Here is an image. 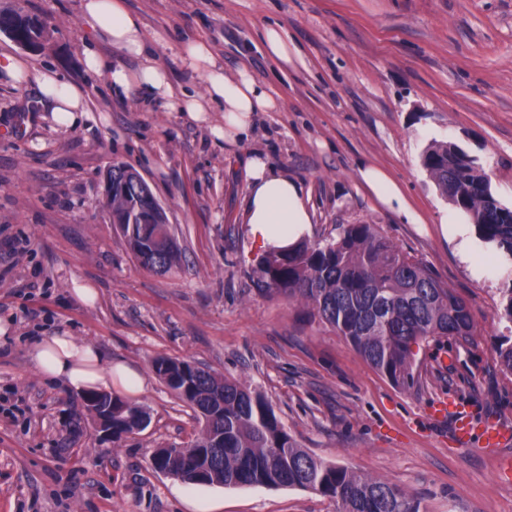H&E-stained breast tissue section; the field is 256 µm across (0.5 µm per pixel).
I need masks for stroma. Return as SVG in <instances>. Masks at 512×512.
I'll return each instance as SVG.
<instances>
[{
  "instance_id": "1",
  "label": "stroma",
  "mask_w": 512,
  "mask_h": 512,
  "mask_svg": "<svg viewBox=\"0 0 512 512\" xmlns=\"http://www.w3.org/2000/svg\"><path fill=\"white\" fill-rule=\"evenodd\" d=\"M155 59L177 85L204 89L183 66L206 41L224 67L275 90L248 141L217 146L208 126L149 95L110 93L80 61L91 36L82 0H0L38 18L49 39L23 53L0 34V53L26 55L81 84L103 113L66 132L39 118L38 92L0 81V512H337L299 488L194 486L156 472L154 449L188 443L193 412L161 382L153 359H189L260 389L297 444L325 462L383 477L416 494L426 512H512V443L457 444L437 403L454 396L476 419L512 427V373L496 353L512 336L503 316L512 285L503 265L476 273L441 221L454 208L421 156L451 142L479 158L512 206V0H127ZM283 28L301 56L281 67L264 50ZM262 152L301 181L314 209L311 239L373 224L470 306L468 339L414 350L417 386L371 368L330 326L284 297L257 291L262 249L243 222L245 164ZM135 168L163 205L182 247L178 269L143 268L102 200L108 167ZM386 169L419 223L381 208L359 165ZM95 288L87 305L74 284ZM64 329L145 378L132 403L150 423L120 445L97 441L77 393L47 381L31 350Z\"/></svg>"
}]
</instances>
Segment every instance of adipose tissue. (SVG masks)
Wrapping results in <instances>:
<instances>
[{"label":"adipose tissue","instance_id":"adipose-tissue-1","mask_svg":"<svg viewBox=\"0 0 512 512\" xmlns=\"http://www.w3.org/2000/svg\"><path fill=\"white\" fill-rule=\"evenodd\" d=\"M82 13L92 30L104 33L115 48L139 61L134 69L113 64L89 41L83 49L87 72L104 76L114 92L142 89L164 106L209 125L216 144H234L249 138L257 113L275 112L281 107L272 89L248 70L226 76L223 66L202 41L183 49L182 62L203 76V92L176 91L170 72L153 58V48L144 37L139 16L126 7L125 0H82ZM0 70L12 82H35L40 92L39 105L54 124L69 128L93 120L85 91L74 81L14 55L0 60ZM215 112L220 113V122H212ZM358 176L378 204L414 220L401 188L387 172L366 165L359 167ZM246 179L243 222L262 248H285L310 236L313 215L300 181L275 170L260 153L248 159ZM32 360L43 377L61 380L81 393L108 390L115 385L138 393L144 387V378L138 371L103 359L92 344L65 332L39 339L32 348Z\"/></svg>","mask_w":512,"mask_h":512}]
</instances>
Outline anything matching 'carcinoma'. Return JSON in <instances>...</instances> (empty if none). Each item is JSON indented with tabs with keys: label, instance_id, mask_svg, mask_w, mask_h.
Masks as SVG:
<instances>
[{
	"label": "carcinoma",
	"instance_id": "cac0c4a2",
	"mask_svg": "<svg viewBox=\"0 0 512 512\" xmlns=\"http://www.w3.org/2000/svg\"><path fill=\"white\" fill-rule=\"evenodd\" d=\"M21 31L28 38L48 37L33 18ZM422 165L482 241L512 258V207L494 195L479 159L454 144L433 143ZM136 174L122 162L108 168L112 194L106 206L114 218L137 212L135 223L120 227L123 236L144 267L168 273L179 264L182 249L166 246L163 216L136 195ZM254 283L263 294L305 301L313 317L403 389L418 384L414 345L476 331L467 302L373 224H346L325 244L301 241L267 251L254 269ZM497 353L512 373V337H504ZM152 368L199 424L189 444L158 449L150 459L153 469L190 485L309 489L336 501L339 512H423L419 498L397 485L328 464L300 448L260 390L186 359L159 357ZM89 406L96 420L112 407L114 444L150 422L145 408L114 393L92 394Z\"/></svg>",
	"mask_w": 512,
	"mask_h": 512
}]
</instances>
